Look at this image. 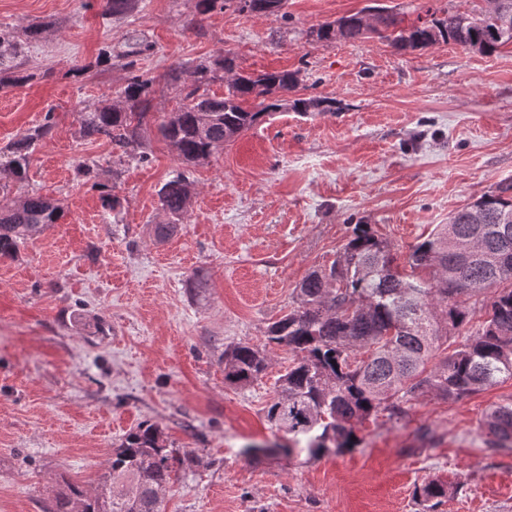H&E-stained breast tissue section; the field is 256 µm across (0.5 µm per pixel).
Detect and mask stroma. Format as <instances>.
<instances>
[{"instance_id": "obj_1", "label": "stroma", "mask_w": 512, "mask_h": 512, "mask_svg": "<svg viewBox=\"0 0 512 512\" xmlns=\"http://www.w3.org/2000/svg\"><path fill=\"white\" fill-rule=\"evenodd\" d=\"M368 3L288 0L286 17L261 18L140 0L108 19L104 0H0V28L22 41L33 75L0 91V148L54 116L24 179L0 174V206L39 194L65 209L0 257V512H44L59 474L96 484L145 421L195 456L164 512H421L414 489L435 478L451 492L433 512H512V447L493 446L483 424L491 406L512 402V380L456 400L427 393L397 417L378 411L356 424V447L315 459L245 452L288 440L265 413L288 351L274 348L250 387L224 381L225 347L264 344L352 225H371L402 265L435 225L512 180V49L399 54L375 35L307 41L313 26ZM32 26L42 33L30 41ZM133 31L152 45L135 70L154 81L156 124L147 160L122 162L106 136L81 134L80 114L116 101L131 71L97 58ZM227 55L247 72L300 71L296 96L340 110L281 109L185 166L157 127L182 99L166 76ZM181 170L189 207L160 240L155 227L169 218L158 191ZM105 186L117 210L104 207Z\"/></svg>"}]
</instances>
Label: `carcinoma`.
<instances>
[{
	"label": "carcinoma",
	"instance_id": "cac0c4a2",
	"mask_svg": "<svg viewBox=\"0 0 512 512\" xmlns=\"http://www.w3.org/2000/svg\"><path fill=\"white\" fill-rule=\"evenodd\" d=\"M287 0H197L205 14L233 6L258 17L286 16ZM488 9L445 10V16L411 25L386 7L375 6L365 20L356 12L340 18L341 27L324 22L309 32L315 43L337 39L356 42L370 34L386 39L396 51L424 50L445 43L494 55L512 47V0H492ZM139 0H106L105 14L120 18L137 10ZM151 49L142 36L129 37L122 50L104 53L103 64L116 58L134 69L137 58ZM22 44L14 33L0 29V90L22 86L33 74L16 62ZM182 88V106L161 122L159 129L171 150L187 164L208 160L217 148L236 141L244 132L278 111L280 94L295 90L297 71H268L237 75L224 97H212L207 87L215 70L200 63ZM153 79L129 77L119 101L81 113L85 135L107 136L123 153L147 158L140 131L147 124ZM262 98L257 110L245 107ZM291 109L301 115H334L336 100L295 98ZM51 128V115L0 151V171L24 178L35 144ZM162 209L170 216L156 227L159 238L171 236L187 211L190 183L176 173L159 190ZM63 208L40 196L20 199L0 210V255L14 254L19 244L59 223ZM456 239L474 243L460 254L450 246ZM512 181L437 224L408 254L410 272L399 269L391 245L367 224L351 230L339 259L310 273L296 289L295 306L267 330V344L291 353L288 370L279 378L277 396L267 406L268 422L288 432V449H305L316 457L327 448H352L357 443L353 423L379 409L392 416L425 392L455 399L482 390L499 380L512 379ZM429 271V277L415 274ZM493 292L476 307L470 300ZM485 317L476 326V310ZM464 333L454 351L431 365L448 336ZM364 350L365 357L356 352ZM268 351L250 343L224 350V381L250 386L268 370ZM485 425L496 445H512V403L491 407ZM185 452L167 448L162 429L143 423L130 430L112 454L102 482L91 490L63 475L54 481L46 512H163L165 493L173 484ZM448 495V485L431 480L416 490L426 507Z\"/></svg>",
	"mask_w": 512,
	"mask_h": 512
}]
</instances>
